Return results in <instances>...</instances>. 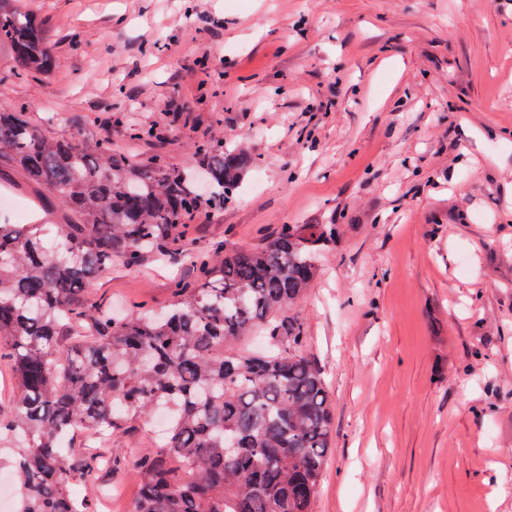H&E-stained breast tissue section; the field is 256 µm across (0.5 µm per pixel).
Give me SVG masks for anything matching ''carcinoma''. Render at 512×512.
I'll return each instance as SVG.
<instances>
[{
	"mask_svg": "<svg viewBox=\"0 0 512 512\" xmlns=\"http://www.w3.org/2000/svg\"><path fill=\"white\" fill-rule=\"evenodd\" d=\"M0 41L16 79L48 75L55 58L33 15L0 0ZM68 206L43 235L0 224V350L17 376L13 413L0 418V466L16 474L19 512H93L70 494L95 478L96 457L64 447L80 429L110 435L135 416L169 415L163 449L135 466L133 512H311L327 466L333 412L324 372L286 316L318 274L334 224H284L266 244L205 253L178 245L202 206L224 209L257 167L242 144L199 145L191 163L134 166L103 137H51L0 107V162ZM185 260L196 278L175 303L119 317L81 297L120 262ZM266 328L265 351L232 341Z\"/></svg>",
	"mask_w": 512,
	"mask_h": 512,
	"instance_id": "carcinoma-1",
	"label": "carcinoma"
}]
</instances>
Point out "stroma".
I'll use <instances>...</instances> for the list:
<instances>
[{"label": "stroma", "mask_w": 512, "mask_h": 512, "mask_svg": "<svg viewBox=\"0 0 512 512\" xmlns=\"http://www.w3.org/2000/svg\"><path fill=\"white\" fill-rule=\"evenodd\" d=\"M56 59L0 82L51 136L145 163L241 143L258 167L188 247L332 224L290 312L334 406L313 512H512V0H22ZM146 127L134 140L131 126ZM52 223L68 207L0 164ZM186 263L114 265V312L160 309ZM79 448L111 461L96 512H132L151 419Z\"/></svg>", "instance_id": "1"}]
</instances>
